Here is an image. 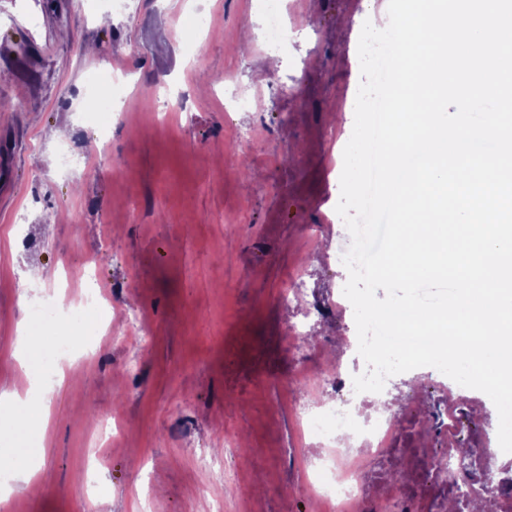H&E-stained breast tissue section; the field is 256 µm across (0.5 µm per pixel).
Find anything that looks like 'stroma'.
<instances>
[{
    "label": "stroma",
    "instance_id": "1",
    "mask_svg": "<svg viewBox=\"0 0 512 512\" xmlns=\"http://www.w3.org/2000/svg\"><path fill=\"white\" fill-rule=\"evenodd\" d=\"M189 5L209 17L204 39L181 28ZM387 7L305 0L298 46L279 57L251 48L254 0H136L108 14L85 0H0V98L16 108L0 119V456L35 468L32 486L10 478L0 512H139L144 499L151 512H211L220 498L226 512H319L288 464V369L268 372L254 349L283 334L291 313L278 298L295 266L323 296L347 281L346 269L294 244L311 224L331 241L345 231L340 147L319 127L352 132L342 99L361 81L360 29ZM310 52L322 66L299 63ZM119 58L128 97L104 149L87 82ZM228 75L266 79L259 112L216 102ZM157 93L170 97L169 117L156 115ZM245 126L259 142L237 143ZM63 141L90 165L62 174ZM232 152L249 160L251 184L226 165ZM87 263L125 318L150 316L153 343L120 336L34 374L20 369L18 328L49 289L30 271L62 276ZM37 380L52 387L48 424L21 437L12 417ZM100 413L119 426L105 443ZM228 429L242 447H225ZM236 468L250 475L239 497L224 489Z\"/></svg>",
    "mask_w": 512,
    "mask_h": 512
}]
</instances>
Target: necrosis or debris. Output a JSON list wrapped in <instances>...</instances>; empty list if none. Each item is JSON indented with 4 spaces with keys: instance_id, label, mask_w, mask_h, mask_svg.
Returning a JSON list of instances; mask_svg holds the SVG:
<instances>
[{
    "instance_id": "1",
    "label": "necrosis or debris",
    "mask_w": 512,
    "mask_h": 512,
    "mask_svg": "<svg viewBox=\"0 0 512 512\" xmlns=\"http://www.w3.org/2000/svg\"><path fill=\"white\" fill-rule=\"evenodd\" d=\"M259 32L252 42L260 52L278 49L293 33L288 27L287 0H258ZM285 305L298 315L288 325L289 353L305 348L319 354L328 339L314 329L325 321L353 316L345 296L325 301L307 298L296 288L283 296ZM102 305L93 291L59 303L51 299L29 310L28 325L41 330L57 329L52 357L62 361L75 350L74 338H93L92 312ZM304 382L305 397L290 400L302 451L292 458L307 475V487L328 512H447L446 493L456 491L473 476H482L493 487V499L502 512H512V455L498 448L484 449L472 466L463 468L455 459L440 461L433 450L412 443L395 444L394 379H387L379 393H355L352 374L341 358L330 372L307 373L301 363L291 362L284 391Z\"/></svg>"
}]
</instances>
